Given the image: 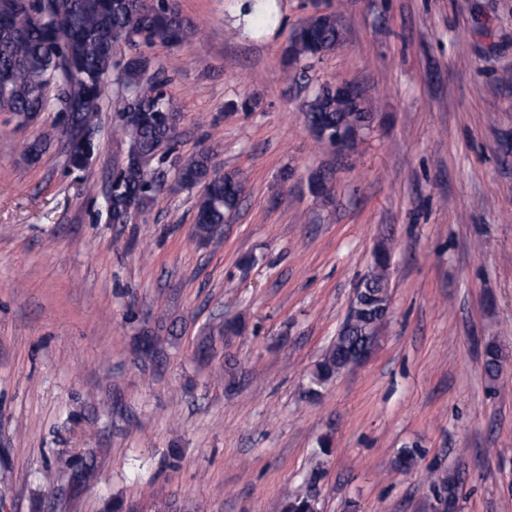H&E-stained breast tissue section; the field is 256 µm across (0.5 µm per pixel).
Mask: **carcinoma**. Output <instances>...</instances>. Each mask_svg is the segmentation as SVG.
I'll return each instance as SVG.
<instances>
[{
    "label": "carcinoma",
    "mask_w": 512,
    "mask_h": 512,
    "mask_svg": "<svg viewBox=\"0 0 512 512\" xmlns=\"http://www.w3.org/2000/svg\"><path fill=\"white\" fill-rule=\"evenodd\" d=\"M195 29L180 16L174 0H0V112H9L18 125L56 106L66 124L55 123L26 145V155L39 159L61 134L68 135V165L86 167L96 148L95 140H78L73 133L96 126L105 78L118 69L128 89L112 99L113 132L129 140L131 150L144 155L174 137V122L156 119L158 112L174 108L161 90L163 74L150 72L151 61L141 46L159 39L172 46L188 41ZM127 45L130 54L117 60L115 44ZM341 43V30L332 15H311L294 33L286 49L290 62L319 61ZM305 119L325 147L339 140L356 147L370 127L373 114L366 101L351 99L335 85H323L307 102ZM107 202L109 221L124 224L134 211H144L153 201L159 179L128 162L113 178ZM177 181L201 187L195 207V234L214 241L223 236L226 216L238 205L243 185L231 174H222L202 151L180 167ZM389 248L379 246L374 264L357 292L356 302L336 338L315 365L306 389L313 398L319 388L333 381L358 361L374 339L388 313ZM484 368L496 380L505 358L494 344L485 348ZM286 496L276 512H313L312 481ZM439 502L458 501L459 482L441 479Z\"/></svg>",
    "instance_id": "carcinoma-1"
}]
</instances>
